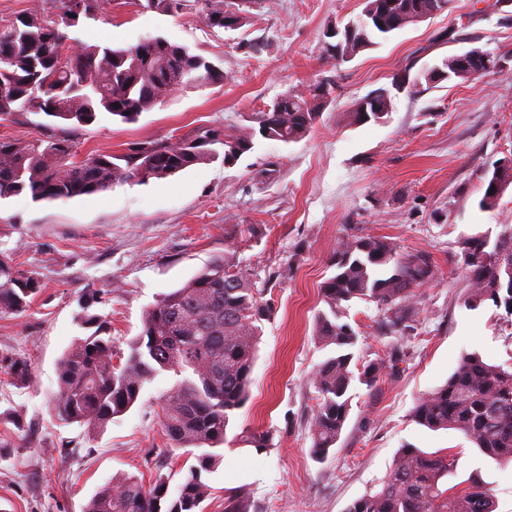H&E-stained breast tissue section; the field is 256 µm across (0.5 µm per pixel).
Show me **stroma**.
<instances>
[{
  "instance_id": "obj_1",
  "label": "stroma",
  "mask_w": 512,
  "mask_h": 512,
  "mask_svg": "<svg viewBox=\"0 0 512 512\" xmlns=\"http://www.w3.org/2000/svg\"><path fill=\"white\" fill-rule=\"evenodd\" d=\"M363 0H251L242 27L207 26L190 4L179 13L106 0L96 18L68 28L70 44L127 47L160 35L224 71V81L177 91L136 122L105 120L77 131L76 160L126 152L137 142L247 127L286 93L309 95L322 80L334 92L301 141L260 140L237 164L222 159L146 184L72 199L0 201V253L35 273L42 288L21 316L0 317V355L24 358L27 386L0 382V512H84L89 498L120 472L151 476L163 464L173 480L184 458L165 456L160 398L177 377L164 372L136 406L90 434L62 426L51 412L57 363L90 335L84 313L100 315L114 350L127 351L145 310L226 250L255 270L272 307L263 327L250 399L235 430L270 431L266 452L225 448L208 476L206 512H222L226 491L251 490L250 512H346L379 488L402 446L448 450L457 466L449 484L481 474L496 512H512V463L486 460L460 433L416 424V399L443 384L462 353L512 363V316L470 307L462 243L497 238L512 225V186L494 209L479 202L489 171L512 156V0H452L447 11L381 39L343 62L330 57L324 30L360 14ZM264 47L252 52L248 43ZM507 60L499 74L417 82L419 72L472 49ZM390 89L385 120L348 125L344 114L370 91ZM275 165V178L262 172ZM381 236L399 257L425 256L431 278L415 288L410 326L383 329V313L345 303L359 332L358 366L376 365L373 386L355 384L343 432L324 461L311 454L317 403L311 377L328 352L314 336L324 310L321 288L347 237Z\"/></svg>"
}]
</instances>
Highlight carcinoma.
Returning a JSON list of instances; mask_svg holds the SVG:
<instances>
[{
	"label": "carcinoma",
	"mask_w": 512,
	"mask_h": 512,
	"mask_svg": "<svg viewBox=\"0 0 512 512\" xmlns=\"http://www.w3.org/2000/svg\"><path fill=\"white\" fill-rule=\"evenodd\" d=\"M146 8L174 13L184 0H146ZM210 27H224V0H195ZM83 4L93 19L105 0H55L58 19L23 16L0 27V115L42 114L50 133L31 142L0 138V199L28 195L35 202L105 192L129 181L166 179L195 165L223 156L236 164L255 146V139L282 143L302 139L326 106L316 86L310 96L276 99L270 112L255 113L256 126L206 130L194 138L141 142L129 152L95 153L73 161L72 135L102 119L132 123L169 94L224 82V71L188 48L163 37H148L129 47L82 43L69 55L68 36L60 26L67 4ZM450 0H363V10L379 22L358 28L355 37L333 45L343 61L375 47L396 32L391 21L417 10L448 9ZM446 80L467 79L476 67L459 68L447 58ZM220 145L223 152L214 146ZM512 184V167L497 177V189L486 184L481 207L497 206ZM512 254V225L506 224L494 244L480 236L462 243L469 275L468 304L490 301L512 315V271L503 269L497 248ZM335 274L322 287L327 310L316 317L315 335L332 354L312 376L317 404L311 417V452L324 460L340 438L349 415L348 392L354 380L371 386L374 364L352 369L359 332L343 320L344 304L354 299L384 308V326L396 328L409 319L412 289L430 277L421 258H400L383 237L346 238L332 258ZM40 282L0 254V315L21 316L38 293ZM256 287L255 274L233 250L212 262L181 287L166 294L143 314L142 331L129 342L124 360L115 361L112 337L102 329L77 338L60 357L57 391L51 410L62 426L79 425L100 433L127 414L146 384L163 371L182 376L161 399V424L172 449L194 459L176 486L156 470L149 479L118 474L101 486L84 512H204L211 495L205 475L213 472L227 444L262 453L271 447L270 432L243 431L228 436L231 419L249 399V388L264 322L271 308ZM0 375L20 386L29 381L27 362L1 356ZM412 419L431 430H454L496 462L512 461V368L492 364L476 352L461 356L447 381L422 394ZM456 455L425 452L405 445L392 469L374 492L356 499L347 512H495L487 485L472 477L467 485L448 486ZM244 486L224 497V512H249Z\"/></svg>",
	"instance_id": "carcinoma-1"
}]
</instances>
